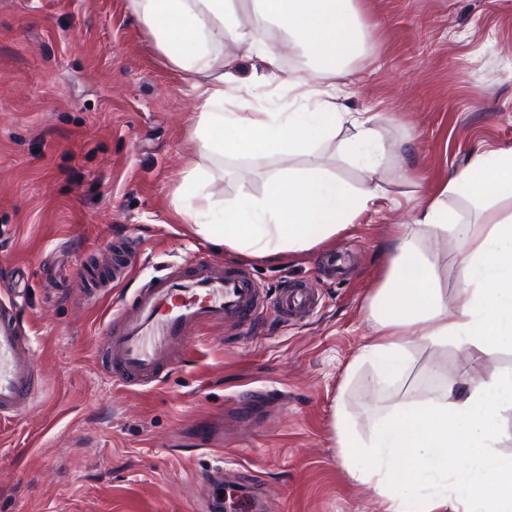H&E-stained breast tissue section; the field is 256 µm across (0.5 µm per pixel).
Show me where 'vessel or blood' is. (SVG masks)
Masks as SVG:
<instances>
[{"label": "vessel or blood", "mask_w": 512, "mask_h": 512, "mask_svg": "<svg viewBox=\"0 0 512 512\" xmlns=\"http://www.w3.org/2000/svg\"><path fill=\"white\" fill-rule=\"evenodd\" d=\"M312 289L287 288L275 302L289 318L311 310ZM262 307L258 288L240 270L219 271L197 258L192 275L165 276L140 292L138 314L125 317L107 344L109 355L123 375L149 378L160 359L186 348L188 331L224 323L244 325ZM38 378L13 307L0 306V414L17 416L30 403Z\"/></svg>", "instance_id": "1"}]
</instances>
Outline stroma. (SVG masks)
Masks as SVG:
<instances>
[{
    "label": "stroma",
    "mask_w": 512,
    "mask_h": 512,
    "mask_svg": "<svg viewBox=\"0 0 512 512\" xmlns=\"http://www.w3.org/2000/svg\"><path fill=\"white\" fill-rule=\"evenodd\" d=\"M358 5L370 37L343 104L385 116L386 198L323 247L264 264L185 230L173 199L196 92L131 0H0V304L41 380L24 413L0 416V512H215L231 481L257 512H382L333 443L335 401L366 437L405 393L512 368V350L420 343L408 377L379 385L354 362L397 225L474 154L512 146V0ZM279 166L217 157L205 189L220 212ZM200 256L243 269L267 309L203 328L157 381L116 384L111 329L145 284ZM301 284L316 304L284 319L272 303Z\"/></svg>",
    "instance_id": "stroma-1"
}]
</instances>
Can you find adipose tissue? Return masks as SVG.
Returning <instances> with one entry per match:
<instances>
[{
  "mask_svg": "<svg viewBox=\"0 0 512 512\" xmlns=\"http://www.w3.org/2000/svg\"><path fill=\"white\" fill-rule=\"evenodd\" d=\"M131 2L157 48L198 91L193 148L174 197L188 231L225 252L275 260L323 246L381 198L374 173L387 149L377 119L345 111L336 97V76L365 51L356 0H251L245 18L239 0ZM273 27L311 61L286 80L265 42ZM228 40L254 49L261 63L249 87L239 86L232 62L216 63ZM283 83L295 92L293 110L260 109ZM230 97L232 111L224 108ZM332 142L342 159L362 164L361 186L320 166H292ZM260 154L285 161L263 196L241 191L219 223H203L213 208L211 194L199 189L207 162ZM452 196L476 204L474 223L449 207ZM448 235L456 242L453 300L441 284L438 256L420 247L421 238ZM368 307L374 334L357 359L375 363L380 382L405 375L419 342L474 355L512 350V146L473 156L431 194L414 223L400 226ZM509 418L512 368L448 383L424 401L408 397L374 416L367 439L335 403L333 439L350 477L375 491L385 512H512V453L498 448Z\"/></svg>",
  "mask_w": 512,
  "mask_h": 512,
  "instance_id": "ef3b65f1",
  "label": "adipose tissue"
}]
</instances>
